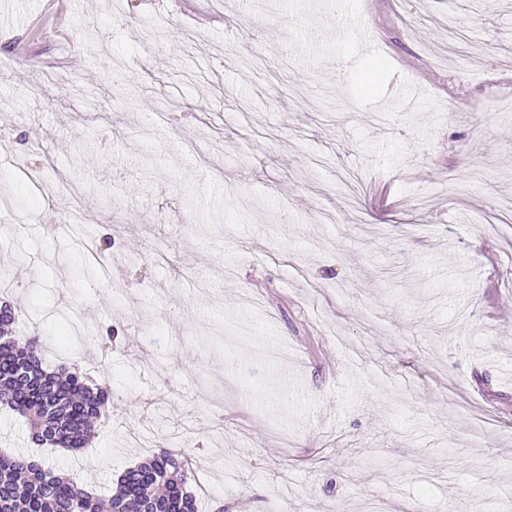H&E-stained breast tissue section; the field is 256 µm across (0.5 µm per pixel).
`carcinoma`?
<instances>
[{
    "instance_id": "1",
    "label": "carcinoma",
    "mask_w": 512,
    "mask_h": 512,
    "mask_svg": "<svg viewBox=\"0 0 512 512\" xmlns=\"http://www.w3.org/2000/svg\"><path fill=\"white\" fill-rule=\"evenodd\" d=\"M16 307L0 302V404L23 416L34 443L84 448L90 423L111 404L109 387L79 370L49 371L38 337L15 335ZM195 471L185 453L162 450L127 468L112 494L85 488L32 457L0 450V512H197L187 490Z\"/></svg>"
}]
</instances>
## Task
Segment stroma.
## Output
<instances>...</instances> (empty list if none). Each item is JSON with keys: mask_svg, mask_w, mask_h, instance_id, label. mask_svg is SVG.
I'll use <instances>...</instances> for the list:
<instances>
[{"mask_svg": "<svg viewBox=\"0 0 512 512\" xmlns=\"http://www.w3.org/2000/svg\"><path fill=\"white\" fill-rule=\"evenodd\" d=\"M0 0V299L113 328L94 489L199 512H512V0ZM481 211L490 221L471 224Z\"/></svg>", "mask_w": 512, "mask_h": 512, "instance_id": "obj_1", "label": "stroma"}]
</instances>
